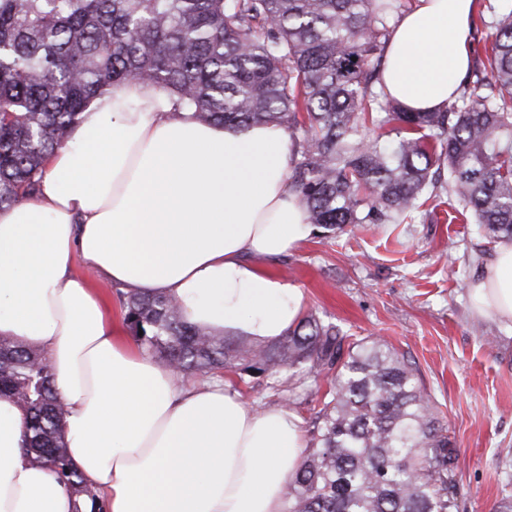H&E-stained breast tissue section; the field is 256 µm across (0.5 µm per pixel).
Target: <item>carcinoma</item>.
Segmentation results:
<instances>
[{
    "mask_svg": "<svg viewBox=\"0 0 512 512\" xmlns=\"http://www.w3.org/2000/svg\"><path fill=\"white\" fill-rule=\"evenodd\" d=\"M405 2L0 0V207L36 193L91 96L141 81L204 122L286 128L299 155L291 186L327 234L398 224L423 196L446 193L488 242L512 241V0H484V55L437 112H410L378 87ZM123 309L138 341L177 372L235 366L237 349L183 320L173 299L128 292ZM343 343L310 315L283 342L244 350L271 377L336 370L313 407L287 512H459L448 429L417 370L381 338L346 357ZM0 394L30 412L34 462L103 512L68 459L46 360L0 338Z\"/></svg>",
    "mask_w": 512,
    "mask_h": 512,
    "instance_id": "carcinoma-1",
    "label": "carcinoma"
}]
</instances>
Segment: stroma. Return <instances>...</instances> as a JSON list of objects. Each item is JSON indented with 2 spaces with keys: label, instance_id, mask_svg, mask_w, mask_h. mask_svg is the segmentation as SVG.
<instances>
[{
  "label": "stroma",
  "instance_id": "35a3bbf8",
  "mask_svg": "<svg viewBox=\"0 0 512 512\" xmlns=\"http://www.w3.org/2000/svg\"><path fill=\"white\" fill-rule=\"evenodd\" d=\"M450 213L447 200L433 201L411 223L318 233L259 265L299 284L304 314L335 325L345 348L380 336L417 369L452 442L460 512H490L512 495V328L471 311L468 288L494 247L477 224L449 222ZM76 271L97 294L114 335L132 341L116 287L84 262ZM223 379L257 408L286 397L303 423L312 420L310 404L289 397L291 373L273 379L239 365Z\"/></svg>",
  "mask_w": 512,
  "mask_h": 512
}]
</instances>
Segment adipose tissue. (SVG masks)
<instances>
[{
    "mask_svg": "<svg viewBox=\"0 0 512 512\" xmlns=\"http://www.w3.org/2000/svg\"><path fill=\"white\" fill-rule=\"evenodd\" d=\"M477 10L414 0L390 32L384 91L414 112L453 101ZM294 155L282 126L205 123L158 88L125 83L88 101L37 193L0 208V337L45 358L68 456L107 512H286L309 445L302 420L221 382L176 379L147 347L118 341L75 261L174 299L193 325L274 341L300 321L303 291L256 261L315 232L288 183ZM469 296L477 315L512 326V242L496 245ZM29 422L0 397V512H90L33 463Z\"/></svg>",
    "mask_w": 512,
    "mask_h": 512,
    "instance_id": "obj_1",
    "label": "adipose tissue"
}]
</instances>
